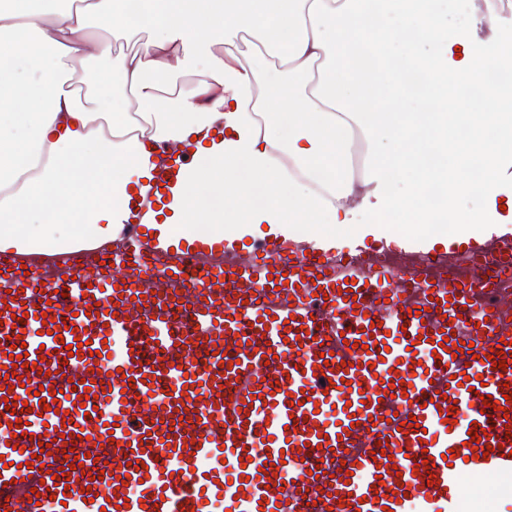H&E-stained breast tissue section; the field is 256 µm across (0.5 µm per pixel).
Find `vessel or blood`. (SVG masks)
Returning <instances> with one entry per match:
<instances>
[{
  "mask_svg": "<svg viewBox=\"0 0 512 512\" xmlns=\"http://www.w3.org/2000/svg\"><path fill=\"white\" fill-rule=\"evenodd\" d=\"M126 227L0 250V512H458L460 468L512 475V231L243 254Z\"/></svg>",
  "mask_w": 512,
  "mask_h": 512,
  "instance_id": "vessel-or-blood-1",
  "label": "vessel or blood"
}]
</instances>
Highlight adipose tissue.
Here are the masks:
<instances>
[{
    "label": "adipose tissue",
    "mask_w": 512,
    "mask_h": 512,
    "mask_svg": "<svg viewBox=\"0 0 512 512\" xmlns=\"http://www.w3.org/2000/svg\"><path fill=\"white\" fill-rule=\"evenodd\" d=\"M144 2L153 36L111 67L106 34L129 0H80L60 18L40 0H0V249L118 240L155 151L172 145L193 148L194 162L170 187L167 216L146 217L176 244L238 242L261 228L293 238L306 224L336 247L392 235L380 219L390 213L431 247L420 189L436 180L452 239L512 226V89L488 79L512 69V42L491 2L458 30L440 0H378L405 68L356 74L348 50L373 21L364 0ZM242 40L250 55L226 61L224 47ZM181 72L195 81L169 101L162 90ZM66 74L81 75L85 95L62 89ZM475 92L486 110L471 108ZM474 163L484 188L461 212L471 195L461 173ZM208 191L221 207L202 203Z\"/></svg>",
    "instance_id": "ef3b65f1"
}]
</instances>
